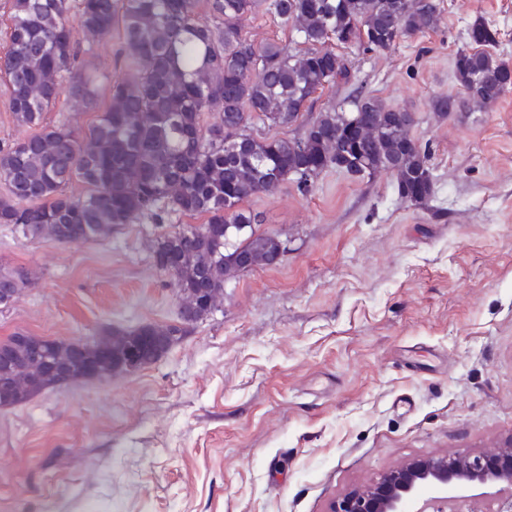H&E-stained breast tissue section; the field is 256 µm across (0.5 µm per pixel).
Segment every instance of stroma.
<instances>
[{"mask_svg": "<svg viewBox=\"0 0 512 512\" xmlns=\"http://www.w3.org/2000/svg\"><path fill=\"white\" fill-rule=\"evenodd\" d=\"M433 30L390 49L337 47L346 80L297 121H248L257 137L300 136L320 111L364 95L412 112L434 176L428 206L395 178L330 166L247 199L282 261L243 273L203 320L141 371L46 389L0 407V512H328L332 498L413 458L491 450L512 436V92L447 115L470 30L497 33L512 64V0H437ZM255 45L303 55L267 0L240 23ZM119 32L81 39L79 62L116 75ZM108 99L60 97L47 123L88 128ZM198 216L143 217L70 244L0 225V267L35 282L0 308L18 332L95 339L104 328L180 323L161 237Z\"/></svg>", "mask_w": 512, "mask_h": 512, "instance_id": "1", "label": "stroma"}]
</instances>
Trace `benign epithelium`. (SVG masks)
I'll use <instances>...</instances> for the list:
<instances>
[{"label":"benign epithelium","mask_w":512,"mask_h":512,"mask_svg":"<svg viewBox=\"0 0 512 512\" xmlns=\"http://www.w3.org/2000/svg\"><path fill=\"white\" fill-rule=\"evenodd\" d=\"M277 250L268 258L243 252L235 264L243 272L264 265L275 266L286 253L280 238ZM211 309L208 289H195L180 302V316L193 323ZM173 336H143L127 348L118 361L126 373H135L147 366L146 358H161L171 348ZM70 344L66 360L43 368L42 376L59 385L79 380H106L112 373V348L101 342L96 352L86 353L87 345L79 338L67 340ZM0 365L12 372V381L0 385V404L12 403L21 395L20 386L28 379V367L16 359L11 344L0 343ZM483 489L497 500V512H512V438L494 453L449 452L444 455L410 460L404 465L383 472L368 486L354 490L332 501L330 512H447L456 496L465 490Z\"/></svg>","instance_id":"1"}]
</instances>
